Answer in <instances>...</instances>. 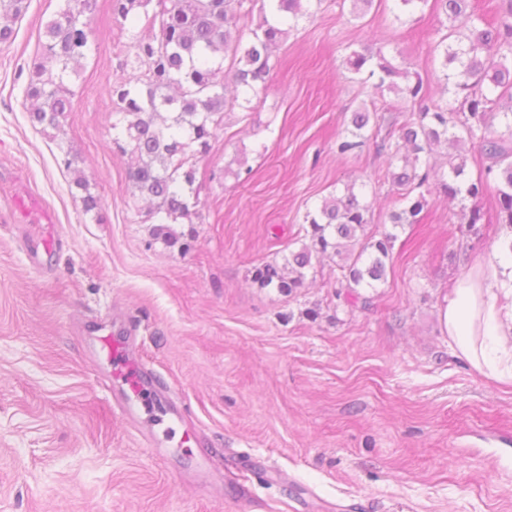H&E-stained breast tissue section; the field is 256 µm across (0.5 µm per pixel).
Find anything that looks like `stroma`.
I'll return each instance as SVG.
<instances>
[{"label":"stroma","mask_w":512,"mask_h":512,"mask_svg":"<svg viewBox=\"0 0 512 512\" xmlns=\"http://www.w3.org/2000/svg\"><path fill=\"white\" fill-rule=\"evenodd\" d=\"M59 4L29 0L0 48V512H512V386L472 370L440 323L449 284L508 233L497 184L476 201L477 233L461 229L462 200L435 195L396 230L375 142L335 154L347 114L396 102L341 66L369 41L460 107L431 53L432 7L374 0L357 19L350 0H323L300 18L249 118L226 113L199 163L182 254L153 239L112 150V84L130 72L109 0L61 130L30 120L21 85ZM68 154L99 213L83 211ZM354 179L370 224L397 234L368 305H347L328 259L295 295L253 284L254 265L306 243V212ZM103 335L138 345L145 423L121 411Z\"/></svg>","instance_id":"1"}]
</instances>
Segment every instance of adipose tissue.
Returning <instances> with one entry per match:
<instances>
[{"mask_svg": "<svg viewBox=\"0 0 512 512\" xmlns=\"http://www.w3.org/2000/svg\"><path fill=\"white\" fill-rule=\"evenodd\" d=\"M442 323L455 353L476 372L512 385V258H475L448 290Z\"/></svg>", "mask_w": 512, "mask_h": 512, "instance_id": "1", "label": "adipose tissue"}]
</instances>
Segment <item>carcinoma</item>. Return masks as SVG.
<instances>
[{"instance_id": "obj_1", "label": "carcinoma", "mask_w": 512, "mask_h": 512, "mask_svg": "<svg viewBox=\"0 0 512 512\" xmlns=\"http://www.w3.org/2000/svg\"><path fill=\"white\" fill-rule=\"evenodd\" d=\"M258 12L254 27L241 24L244 2ZM322 0H109V10L120 24V35L135 49L124 65L136 74L112 84V103L123 114V124H112V144L124 159L128 180L149 202L153 236L186 253L189 242L171 225L200 218L197 206V164L210 150L224 123V113L234 108L251 110L252 98L266 91L274 68V52L288 37L296 21L309 13L311 2ZM433 2L443 16L444 30L431 51L439 58L444 79L463 94L464 117L431 98L421 79L410 80L409 71L393 65L383 47L370 44L348 55L343 65L353 74L368 71L408 110L403 121L386 118L391 111L360 109L351 113L347 135L336 139V154L355 155L369 140L367 132L387 125L390 130L377 151L387 156L392 184L399 193V209L390 215L393 227L414 224L435 192L450 200L477 199L487 179L498 182V222L512 230V0H500L496 22H488L472 0H397L406 8ZM88 0H63L45 24L42 41L21 87L30 103L34 124L59 130L61 119L72 111L76 91L69 80L94 51L91 41L94 14L85 12ZM28 0H0V46L16 37L14 25L27 11ZM144 22L153 36L137 30ZM229 65H224L225 59ZM505 131L494 135L495 120ZM446 148L448 170L440 172L429 157ZM480 149L491 160L485 173L464 178L465 153ZM74 159L64 160L73 183L82 189L85 212L96 210L100 199L89 191ZM368 208L355 183L323 198L306 212L304 244L283 258L254 268L252 281L292 295L305 287L315 262L339 259L349 291L346 303L359 299L356 287H374L387 276L397 235L381 237L368 231Z\"/></svg>"}]
</instances>
